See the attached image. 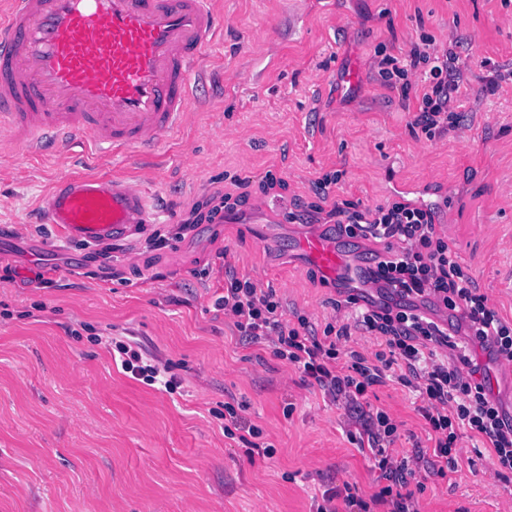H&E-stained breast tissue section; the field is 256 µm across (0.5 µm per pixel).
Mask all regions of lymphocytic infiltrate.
Segmentation results:
<instances>
[{"mask_svg":"<svg viewBox=\"0 0 512 512\" xmlns=\"http://www.w3.org/2000/svg\"><path fill=\"white\" fill-rule=\"evenodd\" d=\"M471 44L457 37L444 46L434 35L421 32L400 57L378 46V75L398 89L402 98L416 96L410 124L426 139L464 124L467 77L459 60ZM342 235L381 243L366 275L377 284L380 302L370 303L353 317L357 329L374 336L385 349L367 360L340 347L347 327L335 336H318L307 316L291 321L273 291L231 278L216 300L235 327L254 343L267 342L276 357L313 379L333 401L355 411L357 445L366 446L379 479L385 480L372 501L358 494L356 485L329 488L316 512H369L370 505L385 512H418L412 487L427 474L443 472L456 463V443L462 433L490 449L499 470L512 472V415L487 390L473 347L495 360L512 361V323L500 317L485 294L464 274L456 256L438 232L432 209L396 199L372 209L342 201L329 213ZM433 304L456 313L466 343L454 341L447 328L418 310ZM115 349L124 371L174 391L177 379L169 364L147 356L131 341L119 340ZM399 369L404 386L418 392L419 413L428 425L430 449L405 454L395 449L397 427L386 412L365 419L360 413L369 389L386 370Z\"/></svg>","mask_w":512,"mask_h":512,"instance_id":"lymphocytic-infiltrate-1","label":"lymphocytic infiltrate"}]
</instances>
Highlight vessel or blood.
<instances>
[{
	"instance_id": "vessel-or-blood-1",
	"label": "vessel or blood",
	"mask_w": 512,
	"mask_h": 512,
	"mask_svg": "<svg viewBox=\"0 0 512 512\" xmlns=\"http://www.w3.org/2000/svg\"><path fill=\"white\" fill-rule=\"evenodd\" d=\"M223 22L215 0H0V147L154 151L191 118L193 78ZM43 215L85 244L151 222L142 185L108 174L65 175ZM299 248L327 278L348 275L331 240Z\"/></svg>"
}]
</instances>
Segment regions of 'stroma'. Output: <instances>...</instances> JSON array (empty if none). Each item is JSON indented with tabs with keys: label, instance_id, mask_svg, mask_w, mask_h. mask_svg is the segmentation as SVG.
Returning a JSON list of instances; mask_svg holds the SVG:
<instances>
[{
	"label": "stroma",
	"instance_id": "1",
	"mask_svg": "<svg viewBox=\"0 0 512 512\" xmlns=\"http://www.w3.org/2000/svg\"><path fill=\"white\" fill-rule=\"evenodd\" d=\"M224 31L191 122L154 154L97 159L92 172L150 169L153 222L112 244L113 277L91 245L59 244L35 214L72 160L50 148L0 157V512H312L330 487L379 491L374 462L347 438L351 413L216 308L230 276L273 289L288 315L324 330L359 292L327 281L299 239L339 243L350 264L377 246L339 235L334 203L374 207L432 186L435 222L499 315L512 322V82L462 128L426 139L416 99L377 74L374 48L401 56L420 31L472 39V87L512 61L504 0H222ZM338 183L319 189L326 176ZM230 208L215 223L221 195ZM322 212L311 215L312 205ZM197 210L195 228L177 219ZM126 337L170 362L174 392L112 358ZM415 393L397 371L368 393L397 426L395 446H427ZM240 417L273 455L224 427ZM458 467L432 475L420 512H512V474L457 442Z\"/></svg>",
	"mask_w": 512,
	"mask_h": 512
}]
</instances>
